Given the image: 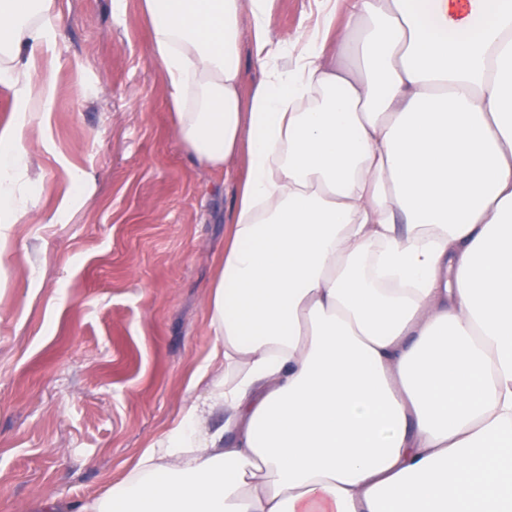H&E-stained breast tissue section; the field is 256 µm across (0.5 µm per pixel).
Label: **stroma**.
<instances>
[{"mask_svg": "<svg viewBox=\"0 0 512 512\" xmlns=\"http://www.w3.org/2000/svg\"><path fill=\"white\" fill-rule=\"evenodd\" d=\"M54 5V100L20 135L31 212L0 266V512L103 493L178 418L246 175L245 155L223 175L178 141L141 0ZM315 17L272 0L271 34Z\"/></svg>", "mask_w": 512, "mask_h": 512, "instance_id": "35a3bbf8", "label": "stroma"}]
</instances>
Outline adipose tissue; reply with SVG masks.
Here are the masks:
<instances>
[{
    "label": "adipose tissue",
    "instance_id": "1",
    "mask_svg": "<svg viewBox=\"0 0 512 512\" xmlns=\"http://www.w3.org/2000/svg\"><path fill=\"white\" fill-rule=\"evenodd\" d=\"M53 4L0 0V263ZM270 5L142 0L178 140L247 155L215 343L120 480L37 512H512V0H326L286 45ZM241 55L243 65V91L249 95L254 86L263 78V72L255 60L252 28L249 20H244L241 33ZM15 109L16 94L14 89L0 85V129L13 127Z\"/></svg>",
    "mask_w": 512,
    "mask_h": 512
}]
</instances>
